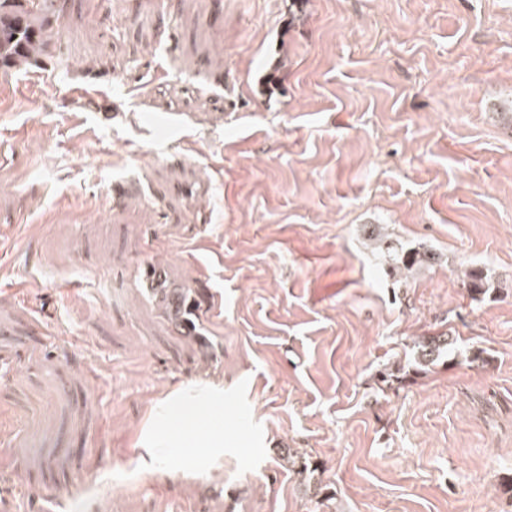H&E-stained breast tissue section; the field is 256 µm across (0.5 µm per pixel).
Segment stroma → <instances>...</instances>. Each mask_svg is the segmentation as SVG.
I'll use <instances>...</instances> for the list:
<instances>
[{
    "instance_id": "obj_1",
    "label": "stroma",
    "mask_w": 512,
    "mask_h": 512,
    "mask_svg": "<svg viewBox=\"0 0 512 512\" xmlns=\"http://www.w3.org/2000/svg\"><path fill=\"white\" fill-rule=\"evenodd\" d=\"M98 3L0 70V512H512V0ZM387 244V246H385ZM382 249V263L387 267L390 274H399L402 270H409L416 265H422L435 260L434 255L427 253H420L418 251H403L401 247L390 242H386L383 245H379ZM156 285V287L151 289L163 315L168 319L174 317L173 321L175 325L178 324L192 332L194 322L192 323L193 320L190 316H193L197 309H199L200 301L194 299V304L190 305L188 301L190 295L189 291L184 290L185 288H169L161 277L156 279ZM177 310H179V313L176 318ZM454 341L449 336H424L414 341L415 357L417 363L423 368L430 366L449 357L453 349Z\"/></svg>"
}]
</instances>
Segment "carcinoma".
<instances>
[{
	"label": "carcinoma",
	"instance_id": "1",
	"mask_svg": "<svg viewBox=\"0 0 512 512\" xmlns=\"http://www.w3.org/2000/svg\"><path fill=\"white\" fill-rule=\"evenodd\" d=\"M63 0H0V69L26 70L55 55L59 40L57 20L63 11ZM382 263L391 273H400L435 259L418 251H404L394 243L382 247ZM156 280L153 296L163 313L183 328L193 330L191 316L200 301L189 302L190 292L171 288L151 272ZM464 287L477 297L486 292L482 275L469 272ZM454 341L447 336H424L414 341L417 363L428 369L453 352Z\"/></svg>",
	"mask_w": 512,
	"mask_h": 512
}]
</instances>
